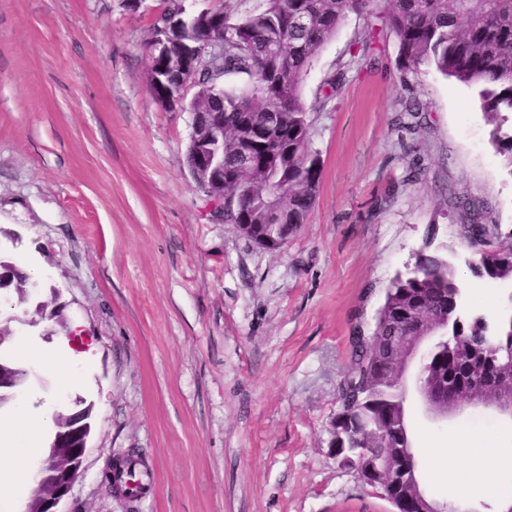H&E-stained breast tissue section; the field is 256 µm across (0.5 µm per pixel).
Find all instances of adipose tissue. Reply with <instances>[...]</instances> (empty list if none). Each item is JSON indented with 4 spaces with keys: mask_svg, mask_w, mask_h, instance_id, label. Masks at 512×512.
<instances>
[{
    "mask_svg": "<svg viewBox=\"0 0 512 512\" xmlns=\"http://www.w3.org/2000/svg\"><path fill=\"white\" fill-rule=\"evenodd\" d=\"M39 437L25 410L9 426L0 425V497L11 496L29 480L28 446Z\"/></svg>",
    "mask_w": 512,
    "mask_h": 512,
    "instance_id": "ef3b65f1",
    "label": "adipose tissue"
}]
</instances>
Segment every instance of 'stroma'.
Wrapping results in <instances>:
<instances>
[{
	"label": "stroma",
	"mask_w": 512,
	"mask_h": 512,
	"mask_svg": "<svg viewBox=\"0 0 512 512\" xmlns=\"http://www.w3.org/2000/svg\"><path fill=\"white\" fill-rule=\"evenodd\" d=\"M156 0H0V229L8 255L58 294L66 328L32 327L12 296L0 354L33 374L18 393L33 419L93 410L83 473L64 512H395L340 465L330 421L355 323L371 328L417 253L448 258L466 312L512 314L499 281L473 277L461 203L512 244V172L477 93L423 65L348 13L312 62L302 95L321 161L315 205L278 251L208 221L185 153L192 115L158 106L143 50ZM344 79L332 96L323 84ZM418 125L398 123L409 98ZM32 339L60 357L17 356ZM428 492L455 504L477 479L476 512L512 500V423L473 410L445 424L409 406ZM136 449L156 473L134 505L109 490L114 458Z\"/></svg>",
	"instance_id": "stroma-1"
}]
</instances>
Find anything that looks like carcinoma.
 <instances>
[{"label": "carcinoma", "instance_id": "obj_1", "mask_svg": "<svg viewBox=\"0 0 512 512\" xmlns=\"http://www.w3.org/2000/svg\"><path fill=\"white\" fill-rule=\"evenodd\" d=\"M236 0H210L209 11L224 23L220 64L197 62L199 97L191 112H224V223L255 224L256 235L283 240L304 224L314 206L321 166L309 148L311 111L302 86L312 61L336 35L350 11L376 17L395 33L398 66L410 70L431 65L446 77L478 90L482 111L492 124L491 141L512 167V0H258L241 19H232ZM195 13L187 0H165V9L149 25L146 49L164 35L170 22L177 35L195 38ZM242 80L227 89L228 78ZM504 249L478 254L469 264L473 276L512 279ZM29 275L0 257V291L13 289L22 301ZM455 267L439 255L422 254L416 269L393 279L377 312L371 335L386 336L384 316L393 305L416 300L429 319L459 303ZM455 345L440 343L420 365L424 379L464 378L467 361L461 346L483 340L490 355L512 336V322L495 332L479 322L452 329ZM371 348L351 337L349 368L340 383L337 411L342 428L336 445L368 448L384 459L394 444L386 429L406 407L407 391L393 365L387 376L372 378Z\"/></svg>", "mask_w": 512, "mask_h": 512}]
</instances>
